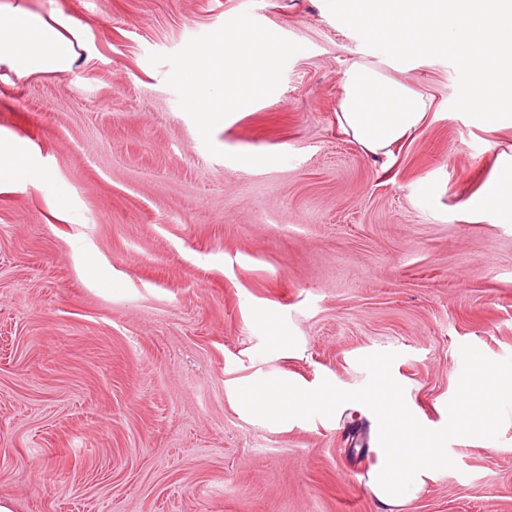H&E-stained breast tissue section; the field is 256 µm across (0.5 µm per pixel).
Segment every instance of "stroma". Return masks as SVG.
I'll use <instances>...</instances> for the list:
<instances>
[{
  "mask_svg": "<svg viewBox=\"0 0 512 512\" xmlns=\"http://www.w3.org/2000/svg\"><path fill=\"white\" fill-rule=\"evenodd\" d=\"M16 4L65 17L76 60L29 77L0 64V138L44 169L0 185V498L13 512H377L357 394L394 374L436 425L473 357L512 366V219L471 213L512 122L452 110V63L386 60L326 0L0 11ZM244 12L302 49L275 92L218 124L215 156L148 56ZM355 62L431 101L389 156L337 121ZM274 380L335 392V413L254 417L238 390ZM491 424L453 442L409 512H512V399Z\"/></svg>",
  "mask_w": 512,
  "mask_h": 512,
  "instance_id": "1",
  "label": "stroma"
}]
</instances>
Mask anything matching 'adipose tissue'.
Instances as JSON below:
<instances>
[{"label": "adipose tissue", "mask_w": 512, "mask_h": 512, "mask_svg": "<svg viewBox=\"0 0 512 512\" xmlns=\"http://www.w3.org/2000/svg\"><path fill=\"white\" fill-rule=\"evenodd\" d=\"M64 19L46 22L23 8L0 14V63H7L19 76L69 70L76 53L61 33ZM428 102L409 86L362 63H353L345 73L344 93L337 114L340 126L371 154H385L415 130L427 116ZM481 208L495 219L512 218V162L482 192ZM474 404L488 399L512 397V368H478L465 382ZM246 405L257 416H301L308 407H335L336 398L281 381L244 391ZM377 421L379 448L367 473V485L380 512H403L427 492L448 468L450 440L463 433H484L486 422L467 420L461 409L452 408L446 420L431 428L421 423L401 396L400 383L383 374L378 383L360 394Z\"/></svg>", "instance_id": "obj_1"}]
</instances>
